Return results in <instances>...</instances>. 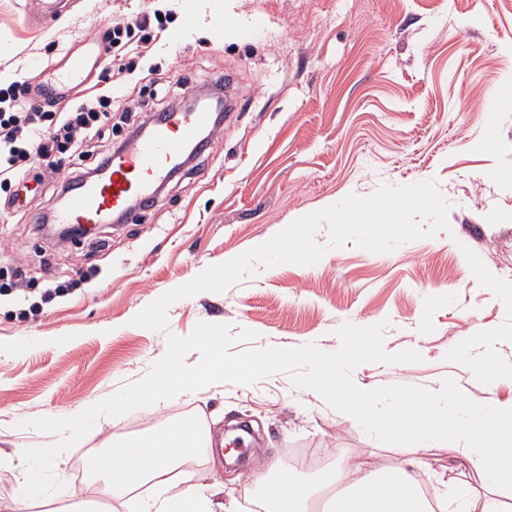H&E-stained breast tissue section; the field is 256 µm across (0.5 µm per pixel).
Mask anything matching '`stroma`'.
Returning <instances> with one entry per match:
<instances>
[{"label":"stroma","mask_w":512,"mask_h":512,"mask_svg":"<svg viewBox=\"0 0 512 512\" xmlns=\"http://www.w3.org/2000/svg\"><path fill=\"white\" fill-rule=\"evenodd\" d=\"M172 11L164 33L147 29L139 47L105 55L69 98H112V140L128 134L124 116L162 85L190 92L218 74L234 78L225 113L204 154L161 191L138 222L97 226L90 243L51 251L33 218L59 198L51 185L0 208V512H29L23 452L57 434L28 420L66 418L96 398L138 380L167 349V334L197 323L249 329L255 349L315 344L340 352L360 324L380 355L344 366L367 386L410 389L447 379L469 398L512 400V379L485 393L446 353L506 320L503 302L482 287L463 254L473 250L496 277L512 281V112L487 106L512 81V0H60L59 14L37 20L33 0H0V84L37 86L66 53L79 51L109 21L146 8ZM195 22L184 27L185 11ZM240 31L216 43L224 16ZM494 150L478 149L484 137ZM435 182L450 203L449 231L372 253L347 243L313 265L258 268L224 292L173 303L166 332L132 318L201 269L272 238L297 218L381 185ZM28 272L23 293L7 290L14 268ZM62 283L66 295L47 298ZM247 344H233V351ZM199 418L213 437L232 423L251 425L253 443L238 465L223 451L201 452L174 470L175 481L211 493L232 512H255L244 479L260 463L320 449L362 450L395 464L394 443L367 421L336 409L276 372L250 385L203 388L166 407L102 417L61 453L54 474L64 487L43 497L52 512H135L142 485L122 498L104 493L92 473L69 481L80 455L146 437L171 418Z\"/></svg>","instance_id":"stroma-1"}]
</instances>
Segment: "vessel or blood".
<instances>
[{
    "label": "vessel or blood",
    "instance_id": "vessel-or-blood-1",
    "mask_svg": "<svg viewBox=\"0 0 512 512\" xmlns=\"http://www.w3.org/2000/svg\"><path fill=\"white\" fill-rule=\"evenodd\" d=\"M90 63L87 54L72 58L43 85L40 99L58 97L62 90L84 83ZM214 125L212 112L203 106L167 113L148 133L114 152L102 176L75 186L55 212V223L106 224L118 215L134 219V203L154 200L186 158L203 151L206 132Z\"/></svg>",
    "mask_w": 512,
    "mask_h": 512
}]
</instances>
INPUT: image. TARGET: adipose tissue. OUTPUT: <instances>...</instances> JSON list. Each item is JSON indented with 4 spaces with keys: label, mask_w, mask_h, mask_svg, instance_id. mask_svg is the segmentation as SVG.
Returning a JSON list of instances; mask_svg holds the SVG:
<instances>
[{
    "label": "adipose tissue",
    "mask_w": 512,
    "mask_h": 512,
    "mask_svg": "<svg viewBox=\"0 0 512 512\" xmlns=\"http://www.w3.org/2000/svg\"><path fill=\"white\" fill-rule=\"evenodd\" d=\"M312 356L305 390L375 424L411 454L392 466L364 462L358 452L339 457L317 486L267 464L244 487L248 493L262 491L267 512H309L318 495L324 496L327 512H445L446 503L434 505L422 495L419 479L427 468L420 455L424 445L446 438L464 443L456 451L457 470L488 485L487 494L473 502L474 512H512V403L470 404L464 387L445 380L398 393L395 405L381 412L377 406L386 397L384 389L342 378L336 370L341 356L317 349ZM209 442L208 431L172 421L154 436L115 443L111 466L96 472L116 494L149 484L151 494L138 501V512H216L208 496L170 478L191 451Z\"/></svg>",
    "instance_id": "1"
}]
</instances>
